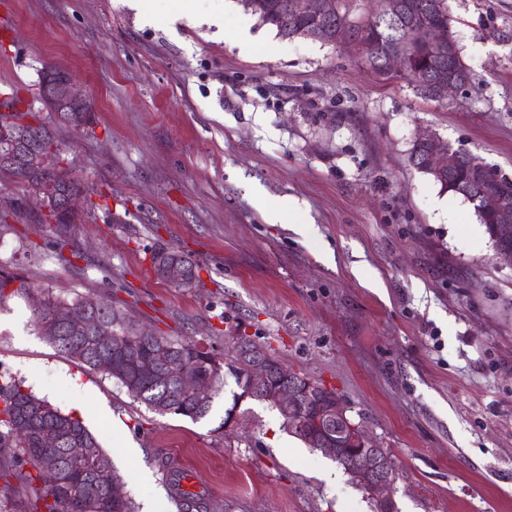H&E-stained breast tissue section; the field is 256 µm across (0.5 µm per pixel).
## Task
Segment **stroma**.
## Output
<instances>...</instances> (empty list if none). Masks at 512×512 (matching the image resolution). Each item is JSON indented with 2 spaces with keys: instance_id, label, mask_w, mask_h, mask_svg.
Instances as JSON below:
<instances>
[{
  "instance_id": "obj_1",
  "label": "stroma",
  "mask_w": 512,
  "mask_h": 512,
  "mask_svg": "<svg viewBox=\"0 0 512 512\" xmlns=\"http://www.w3.org/2000/svg\"><path fill=\"white\" fill-rule=\"evenodd\" d=\"M146 2L148 24L126 0H0V112L15 93L40 110L42 69H66L94 131L45 121L72 175L108 198L60 253L0 175V268L220 358L250 336L388 449L398 512H512V266L472 204L409 160L430 130L512 180V0H448L475 78L443 104L343 46L277 36L240 0H202L218 26L183 0ZM160 247L199 263L198 286L157 279ZM2 365L64 413L83 402L135 512H180L171 469L199 512H376L232 375L205 418L158 414L46 341L20 297L0 305Z\"/></svg>"
}]
</instances>
